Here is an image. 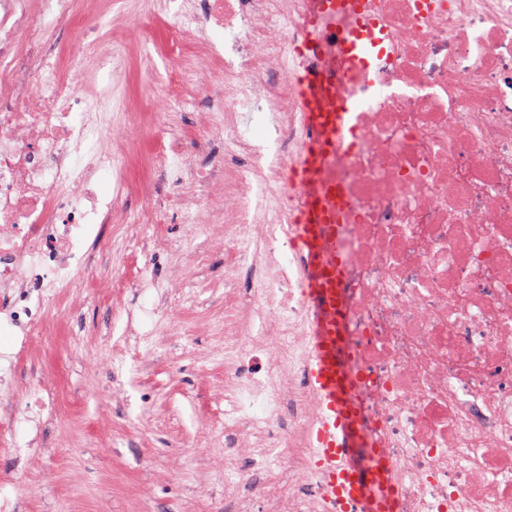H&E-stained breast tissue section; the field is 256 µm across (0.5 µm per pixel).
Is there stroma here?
Listing matches in <instances>:
<instances>
[{
	"mask_svg": "<svg viewBox=\"0 0 512 512\" xmlns=\"http://www.w3.org/2000/svg\"><path fill=\"white\" fill-rule=\"evenodd\" d=\"M167 37L154 28L131 51V74L165 83ZM169 220V251L152 257L122 225L103 226L113 278L146 266L157 285L65 309L78 351L67 336H47L21 357L19 337L0 332V405L14 416L1 433L18 447L0 454L9 477L0 501L13 512H235L224 485V296L249 303L258 275L220 249L194 264L204 240L186 239L177 215ZM24 379L54 384L77 424L38 414Z\"/></svg>",
	"mask_w": 512,
	"mask_h": 512,
	"instance_id": "stroma-1",
	"label": "stroma"
}]
</instances>
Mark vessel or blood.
Returning <instances> with one entry per match:
<instances>
[{
	"label": "vessel or blood",
	"mask_w": 512,
	"mask_h": 512,
	"mask_svg": "<svg viewBox=\"0 0 512 512\" xmlns=\"http://www.w3.org/2000/svg\"><path fill=\"white\" fill-rule=\"evenodd\" d=\"M293 233L310 256L327 254L317 266L307 288L320 305L327 308L320 328L313 336L305 369L323 408L313 435L316 466L325 482L327 496L337 499L342 512H395L397 489L390 466L378 454H371L366 470L349 471L342 462L355 434L356 415L347 394L354 382L352 374L341 371L336 345L342 330L336 322V290L343 278V261L330 206H317L307 223L297 224Z\"/></svg>",
	"instance_id": "b4317fda"
}]
</instances>
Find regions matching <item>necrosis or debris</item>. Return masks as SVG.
I'll return each instance as SVG.
<instances>
[{"instance_id": "4bbe7bcc", "label": "necrosis or debris", "mask_w": 512, "mask_h": 512, "mask_svg": "<svg viewBox=\"0 0 512 512\" xmlns=\"http://www.w3.org/2000/svg\"><path fill=\"white\" fill-rule=\"evenodd\" d=\"M99 0H0V331L45 335L63 291L111 293L100 228L130 224L143 251L163 248L176 210L190 238L232 252L260 241L268 269L261 336L238 350L235 408L224 426L266 470L240 512H336L324 502L312 432L322 410L304 369L313 272L289 225L338 185L344 277L341 363L370 449L395 467L400 512H512V0H144L120 39L91 34ZM170 35L164 90L143 79L160 137L145 156L112 113V69L129 44ZM370 39L361 62L343 38ZM357 111L344 136L302 112ZM198 106L196 147L166 144L176 107ZM261 116L286 153L242 131ZM244 158L232 185L212 135ZM146 167L148 182L133 170ZM110 176L112 194L96 191ZM264 187L267 202L255 197ZM167 195L128 211L149 188ZM274 230L252 239L249 228ZM288 457V477L271 468Z\"/></svg>"}]
</instances>
